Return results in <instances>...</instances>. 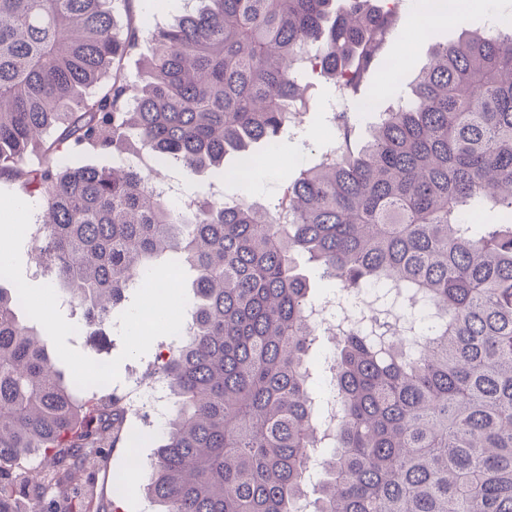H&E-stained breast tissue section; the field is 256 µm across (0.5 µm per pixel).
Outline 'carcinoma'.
Wrapping results in <instances>:
<instances>
[{
  "mask_svg": "<svg viewBox=\"0 0 512 512\" xmlns=\"http://www.w3.org/2000/svg\"><path fill=\"white\" fill-rule=\"evenodd\" d=\"M0 0V175L21 179L41 223L47 281L90 333L147 270L193 275L184 332L158 365L174 409L145 491L155 512H512V21L436 43L401 90L364 87L401 24L384 0H192L147 31L144 79L121 61L111 4ZM342 92V139L268 205L193 195L179 207L135 165L73 168L61 152L123 154L239 174L278 150L306 106L302 66ZM305 85H300L301 81ZM376 103L357 150L363 105ZM45 162L24 167V151ZM303 256L342 296L390 284L397 324L336 337V423H320L307 356L319 325ZM0 286V512L50 459L60 482L90 449L128 446L124 399L86 409Z\"/></svg>",
  "mask_w": 512,
  "mask_h": 512,
  "instance_id": "cac0c4a2",
  "label": "carcinoma"
}]
</instances>
